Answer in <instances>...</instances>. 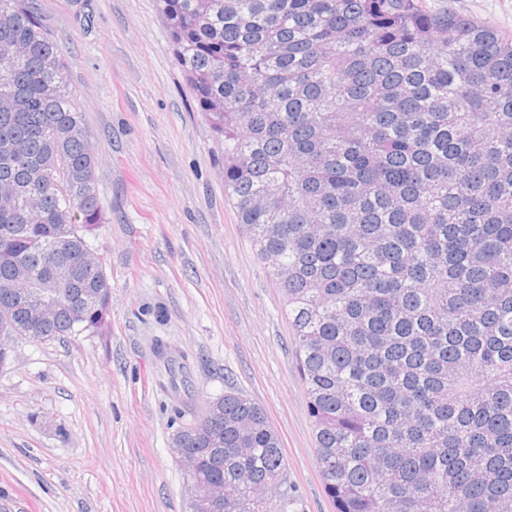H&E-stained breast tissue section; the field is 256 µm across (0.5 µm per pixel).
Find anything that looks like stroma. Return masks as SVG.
<instances>
[{
	"label": "stroma",
	"instance_id": "obj_1",
	"mask_svg": "<svg viewBox=\"0 0 512 512\" xmlns=\"http://www.w3.org/2000/svg\"><path fill=\"white\" fill-rule=\"evenodd\" d=\"M512 35V0H426ZM97 159L104 325L12 340L0 367V512H189L173 439L227 391L279 433L291 512H335L284 297L224 190V161L159 0H39Z\"/></svg>",
	"mask_w": 512,
	"mask_h": 512
}]
</instances>
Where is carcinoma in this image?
I'll list each match as a JSON object with an SVG mask.
<instances>
[{
    "mask_svg": "<svg viewBox=\"0 0 512 512\" xmlns=\"http://www.w3.org/2000/svg\"><path fill=\"white\" fill-rule=\"evenodd\" d=\"M224 159V188L285 298L316 462L336 512H512V36L425 0H161ZM0 335L103 323V266L54 322L21 284L105 223L62 49L38 0H0ZM37 199L33 210L22 197ZM224 512H288L263 408L213 399ZM278 499H272V494Z\"/></svg>",
    "mask_w": 512,
    "mask_h": 512,
    "instance_id": "carcinoma-1",
    "label": "carcinoma"
}]
</instances>
